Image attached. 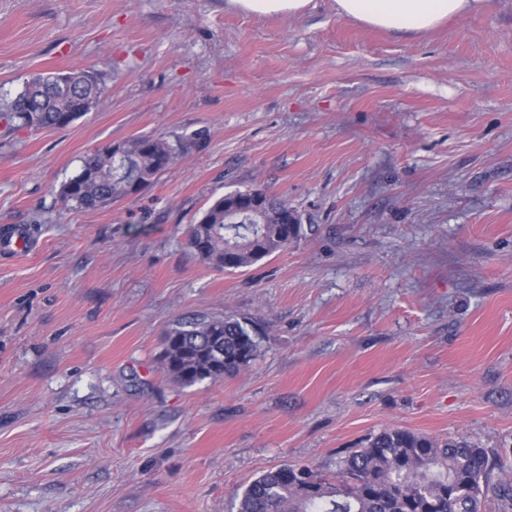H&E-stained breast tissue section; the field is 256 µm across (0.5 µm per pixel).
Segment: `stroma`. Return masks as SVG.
Returning a JSON list of instances; mask_svg holds the SVG:
<instances>
[{
	"instance_id": "stroma-1",
	"label": "stroma",
	"mask_w": 512,
	"mask_h": 512,
	"mask_svg": "<svg viewBox=\"0 0 512 512\" xmlns=\"http://www.w3.org/2000/svg\"><path fill=\"white\" fill-rule=\"evenodd\" d=\"M95 70L64 129L0 124V512H233L263 471L335 476L400 427L512 466V0L426 35L226 0H0V98ZM181 140L176 165L98 209L57 193L87 153ZM301 242L215 268L185 231L255 185ZM199 313L253 326L218 383L164 370ZM10 232L0 238V254L2 256L16 257L20 254L30 252L38 246L34 234L26 228L9 229Z\"/></svg>"
}]
</instances>
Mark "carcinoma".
<instances>
[{"label":"carcinoma","instance_id":"cac0c4a2","mask_svg":"<svg viewBox=\"0 0 512 512\" xmlns=\"http://www.w3.org/2000/svg\"><path fill=\"white\" fill-rule=\"evenodd\" d=\"M104 91L97 73H43L0 102V120L31 130L63 129L78 120ZM181 144L164 135H141L122 145L121 155L96 149L60 189L61 202L95 209L150 186L178 160ZM265 193L263 209L242 212L215 200L188 225L187 245L199 257L228 271L248 268L298 244L299 214ZM295 223L286 224L284 220ZM256 332L231 315H198L176 323L163 352L166 371L186 386L217 383L255 359ZM504 465L464 438L439 440L400 427L371 437L334 478L308 466L282 465L263 472L235 498L236 512H512V481Z\"/></svg>","mask_w":512,"mask_h":512}]
</instances>
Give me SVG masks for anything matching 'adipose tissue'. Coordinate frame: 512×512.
I'll return each mask as SVG.
<instances>
[{"label": "adipose tissue", "instance_id": "adipose-tissue-1", "mask_svg": "<svg viewBox=\"0 0 512 512\" xmlns=\"http://www.w3.org/2000/svg\"><path fill=\"white\" fill-rule=\"evenodd\" d=\"M335 4L339 18L420 35L448 19L481 10L485 0H335Z\"/></svg>", "mask_w": 512, "mask_h": 512}]
</instances>
